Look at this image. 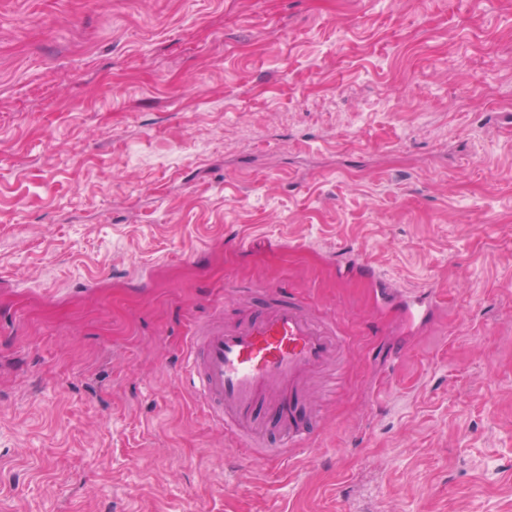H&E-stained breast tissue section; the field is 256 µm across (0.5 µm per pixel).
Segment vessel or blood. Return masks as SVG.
I'll use <instances>...</instances> for the list:
<instances>
[{"mask_svg": "<svg viewBox=\"0 0 512 512\" xmlns=\"http://www.w3.org/2000/svg\"><path fill=\"white\" fill-rule=\"evenodd\" d=\"M439 304L435 292L409 291L400 316L421 331ZM187 345L186 378L198 404L250 460L307 445L318 420L308 381L334 362L347 339L334 318L315 317L283 287L271 286L235 323L194 322Z\"/></svg>", "mask_w": 512, "mask_h": 512, "instance_id": "vessel-or-blood-1", "label": "vessel or blood"}]
</instances>
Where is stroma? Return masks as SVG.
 <instances>
[{
	"label": "stroma",
	"instance_id": "stroma-1",
	"mask_svg": "<svg viewBox=\"0 0 512 512\" xmlns=\"http://www.w3.org/2000/svg\"><path fill=\"white\" fill-rule=\"evenodd\" d=\"M496 112L512 0H0V512H512ZM377 278L442 294L425 335ZM272 285L349 345L246 461L179 371Z\"/></svg>",
	"mask_w": 512,
	"mask_h": 512
}]
</instances>
